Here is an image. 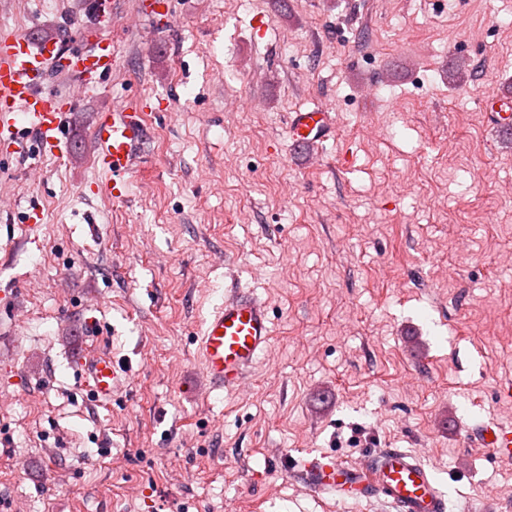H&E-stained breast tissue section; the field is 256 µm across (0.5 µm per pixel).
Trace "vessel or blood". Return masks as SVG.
<instances>
[{"label":"vessel or blood","mask_w":512,"mask_h":512,"mask_svg":"<svg viewBox=\"0 0 512 512\" xmlns=\"http://www.w3.org/2000/svg\"><path fill=\"white\" fill-rule=\"evenodd\" d=\"M56 40L34 43L26 37L0 32V136L10 139L17 152L25 146L15 134L17 117H24L43 147L56 150L65 132L75 100L45 89L42 84L48 57L59 54ZM67 70L84 88L96 87L98 78L114 64L111 45L96 54L67 56ZM334 126L328 112L312 109L293 113L288 135L294 146L312 147L326 140ZM148 134L140 113L132 107L105 113L99 127V158L112 175L106 192L123 198L126 176L138 164V148ZM266 302L234 294L225 298L203 321L198 349L207 378L215 389L231 391L243 386L250 370L271 338ZM86 375L97 398L108 399L116 374L107 355L90 358ZM472 438L494 458L512 460V425L496 422L477 426ZM302 479L320 491L335 493L343 502L383 498L395 512H448V500L436 485L429 468L399 448H385L348 464L332 455L306 454L294 464Z\"/></svg>","instance_id":"b4317fda"}]
</instances>
